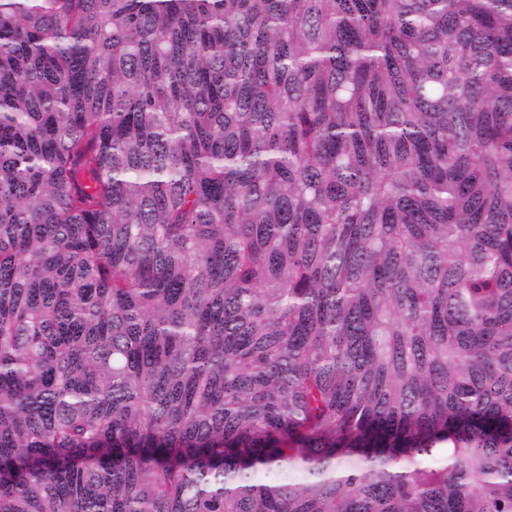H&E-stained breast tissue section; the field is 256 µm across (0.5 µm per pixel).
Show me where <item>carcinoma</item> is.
Instances as JSON below:
<instances>
[{
	"label": "carcinoma",
	"instance_id": "1",
	"mask_svg": "<svg viewBox=\"0 0 512 512\" xmlns=\"http://www.w3.org/2000/svg\"><path fill=\"white\" fill-rule=\"evenodd\" d=\"M0 512H512V0H0Z\"/></svg>",
	"mask_w": 512,
	"mask_h": 512
}]
</instances>
